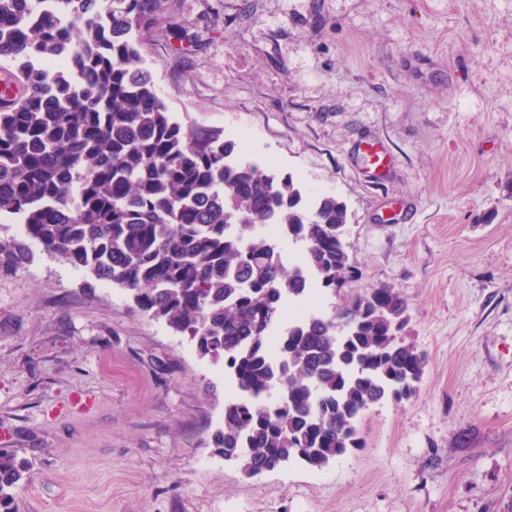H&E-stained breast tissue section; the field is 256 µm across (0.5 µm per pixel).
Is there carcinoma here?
I'll return each instance as SVG.
<instances>
[{
	"label": "carcinoma",
	"mask_w": 512,
	"mask_h": 512,
	"mask_svg": "<svg viewBox=\"0 0 512 512\" xmlns=\"http://www.w3.org/2000/svg\"><path fill=\"white\" fill-rule=\"evenodd\" d=\"M166 0H0V58L19 90L0 97V216L25 225L0 238V273L33 261L31 242L108 282L143 313L223 363L214 447L254 477L292 462L320 470L364 447L371 408L418 391L425 354L405 341L407 301L380 285L332 314L288 322L309 277L336 291L356 276L343 241L346 205L306 200L293 177L239 159L218 130L172 120L141 66L136 35ZM259 224L305 247L287 268ZM29 465L0 450V512H17Z\"/></svg>",
	"instance_id": "cac0c4a2"
}]
</instances>
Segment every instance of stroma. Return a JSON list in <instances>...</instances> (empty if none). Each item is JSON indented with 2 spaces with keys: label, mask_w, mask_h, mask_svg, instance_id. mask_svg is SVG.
<instances>
[{
  "label": "stroma",
  "mask_w": 512,
  "mask_h": 512,
  "mask_svg": "<svg viewBox=\"0 0 512 512\" xmlns=\"http://www.w3.org/2000/svg\"><path fill=\"white\" fill-rule=\"evenodd\" d=\"M143 66L174 121L348 209L359 273L427 358L362 449L254 478L224 460L222 364L43 252L0 274V432L19 512H507L512 505V0H167ZM393 163L374 178L363 142Z\"/></svg>",
  "instance_id": "35a3bbf8"
}]
</instances>
